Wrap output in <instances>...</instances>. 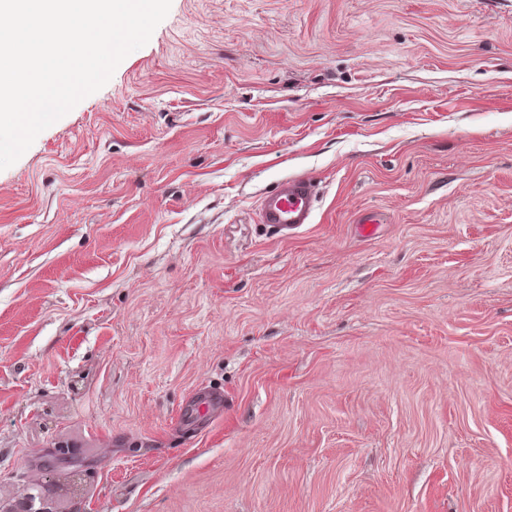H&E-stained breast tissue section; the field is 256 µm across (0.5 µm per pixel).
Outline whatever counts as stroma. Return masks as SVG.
I'll list each match as a JSON object with an SVG mask.
<instances>
[{
  "instance_id": "35a3bbf8",
  "label": "stroma",
  "mask_w": 512,
  "mask_h": 512,
  "mask_svg": "<svg viewBox=\"0 0 512 512\" xmlns=\"http://www.w3.org/2000/svg\"><path fill=\"white\" fill-rule=\"evenodd\" d=\"M0 512H512V0H172L0 170ZM318 190L314 179L297 175L278 182L260 202V224L277 237L288 238L314 223Z\"/></svg>"
}]
</instances>
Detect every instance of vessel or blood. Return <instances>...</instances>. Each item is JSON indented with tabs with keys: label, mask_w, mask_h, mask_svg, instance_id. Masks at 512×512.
I'll return each mask as SVG.
<instances>
[{
	"label": "vessel or blood",
	"mask_w": 512,
	"mask_h": 512,
	"mask_svg": "<svg viewBox=\"0 0 512 512\" xmlns=\"http://www.w3.org/2000/svg\"><path fill=\"white\" fill-rule=\"evenodd\" d=\"M318 190L312 177L297 175L278 182L260 202V222L273 235L287 238L313 223Z\"/></svg>",
	"instance_id": "1"
}]
</instances>
